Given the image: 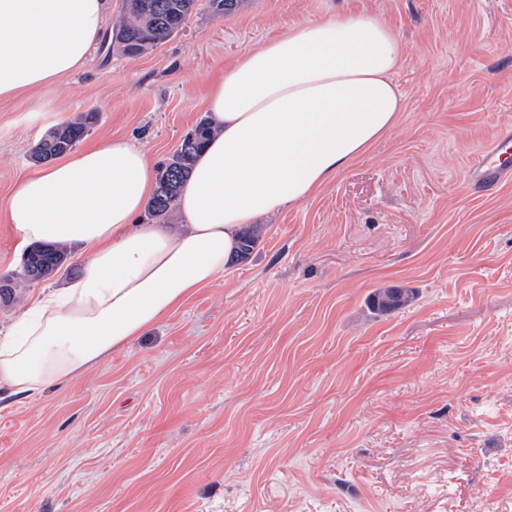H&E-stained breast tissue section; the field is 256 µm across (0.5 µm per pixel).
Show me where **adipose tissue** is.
Segmentation results:
<instances>
[{
	"mask_svg": "<svg viewBox=\"0 0 512 512\" xmlns=\"http://www.w3.org/2000/svg\"><path fill=\"white\" fill-rule=\"evenodd\" d=\"M108 0H0V101L82 70ZM397 35L343 13L242 55L207 95L217 130L178 200L177 224L134 225L156 187L146 151L115 137L12 188L20 245L81 244L79 277L40 291L0 337V395L40 396L127 348L224 272L240 232L314 197L396 125Z\"/></svg>",
	"mask_w": 512,
	"mask_h": 512,
	"instance_id": "adipose-tissue-1",
	"label": "adipose tissue"
}]
</instances>
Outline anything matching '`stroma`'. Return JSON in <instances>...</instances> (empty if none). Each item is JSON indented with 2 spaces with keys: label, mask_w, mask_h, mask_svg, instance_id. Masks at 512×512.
Segmentation results:
<instances>
[{
  "label": "stroma",
  "mask_w": 512,
  "mask_h": 512,
  "mask_svg": "<svg viewBox=\"0 0 512 512\" xmlns=\"http://www.w3.org/2000/svg\"><path fill=\"white\" fill-rule=\"evenodd\" d=\"M398 35L395 127L264 219L244 262L67 385L0 402V512H512V180L465 169L512 126V0H243L138 57L95 52L0 104V213L53 127L96 113L160 164L242 54L332 14ZM0 223V336L38 287ZM418 299L371 313V293Z\"/></svg>",
  "instance_id": "1"
}]
</instances>
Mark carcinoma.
Wrapping results in <instances>:
<instances>
[{
    "instance_id": "carcinoma-1",
    "label": "carcinoma",
    "mask_w": 512,
    "mask_h": 512,
    "mask_svg": "<svg viewBox=\"0 0 512 512\" xmlns=\"http://www.w3.org/2000/svg\"><path fill=\"white\" fill-rule=\"evenodd\" d=\"M242 0H208L209 12L220 18L235 10ZM197 0H123L122 9L111 24L103 47L124 56H140L154 50L177 34L196 9ZM95 113L86 112L67 120L48 131L35 145L31 160L43 164L72 150L90 132ZM215 134L211 122L202 118L185 135L179 148L161 166L156 191L147 205L149 217L166 224L177 208L179 189L190 174L193 163L207 141ZM264 233L256 224L241 236L236 258L246 260L254 252ZM68 249L63 245L39 244L32 246L23 259V279L28 282L49 278L67 259ZM416 300L412 288L385 287L370 297V308L381 316L410 305Z\"/></svg>"
}]
</instances>
